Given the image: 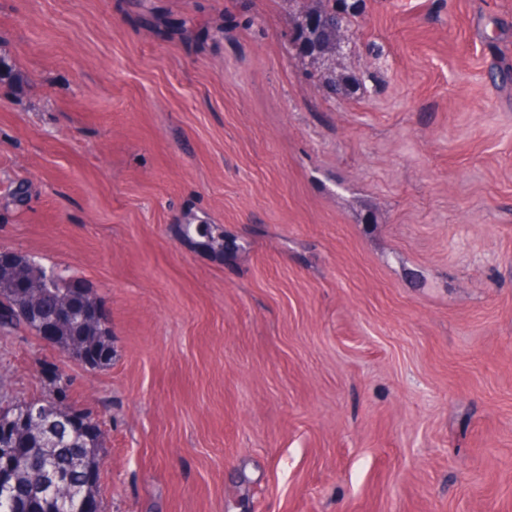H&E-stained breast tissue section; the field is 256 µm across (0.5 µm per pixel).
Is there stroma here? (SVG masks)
Segmentation results:
<instances>
[{"label": "stroma", "instance_id": "35a3bbf8", "mask_svg": "<svg viewBox=\"0 0 512 512\" xmlns=\"http://www.w3.org/2000/svg\"><path fill=\"white\" fill-rule=\"evenodd\" d=\"M0 0V247L107 311L103 512H512V0ZM210 226L221 244L186 236ZM342 1L343 0H324L325 5L321 11L324 14L317 13L304 19L301 39L305 50L320 52L329 47L332 40L322 39L321 41L319 39V34L322 31H328L327 26L329 20L336 23V30L331 31L333 39L337 40L344 36V33L346 32L345 24L347 22V15L345 12V5Z\"/></svg>", "mask_w": 512, "mask_h": 512}]
</instances>
